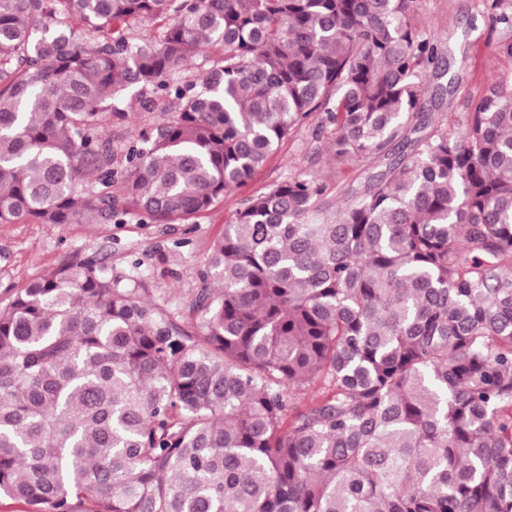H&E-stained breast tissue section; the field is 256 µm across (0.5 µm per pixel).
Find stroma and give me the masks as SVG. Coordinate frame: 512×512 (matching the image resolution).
Returning <instances> with one entry per match:
<instances>
[{
	"label": "stroma",
	"mask_w": 512,
	"mask_h": 512,
	"mask_svg": "<svg viewBox=\"0 0 512 512\" xmlns=\"http://www.w3.org/2000/svg\"><path fill=\"white\" fill-rule=\"evenodd\" d=\"M420 23L447 54V73L426 75V109L434 117L464 119L489 84L512 78V58L495 50L512 42V29L493 24L476 0H424ZM375 165L365 159L357 168H337L307 126L285 138L245 188L186 221L147 224L132 213L120 224H0V303L73 257H92L112 275L141 281L148 299L192 328L200 320L193 302L213 285L205 275L210 249L247 195L304 172L326 178L337 193L359 168Z\"/></svg>",
	"instance_id": "obj_1"
}]
</instances>
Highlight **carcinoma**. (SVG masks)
Listing matches in <instances>:
<instances>
[{"label":"carcinoma","instance_id":"obj_1","mask_svg":"<svg viewBox=\"0 0 512 512\" xmlns=\"http://www.w3.org/2000/svg\"><path fill=\"white\" fill-rule=\"evenodd\" d=\"M477 5L512 28V0ZM420 9L0 0V224L187 220L312 121L337 165L386 161L339 208L311 173L243 199L192 330L93 258L14 292L0 495L28 512H512V84L424 132L446 60ZM196 57L211 66L182 77ZM134 89L174 116L114 147Z\"/></svg>","mask_w":512,"mask_h":512}]
</instances>
